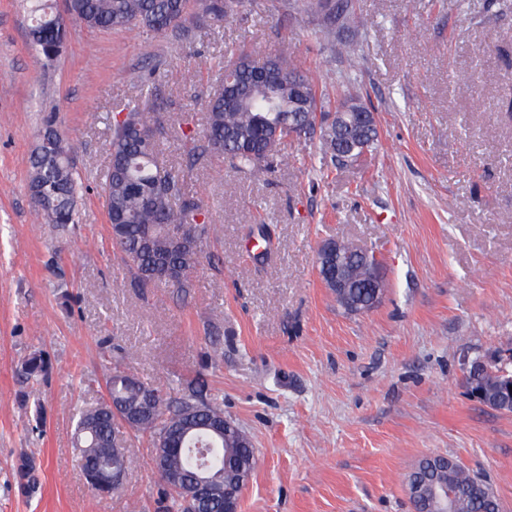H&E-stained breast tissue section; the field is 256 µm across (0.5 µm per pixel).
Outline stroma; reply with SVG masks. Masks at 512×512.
<instances>
[{
	"label": "stroma",
	"mask_w": 512,
	"mask_h": 512,
	"mask_svg": "<svg viewBox=\"0 0 512 512\" xmlns=\"http://www.w3.org/2000/svg\"><path fill=\"white\" fill-rule=\"evenodd\" d=\"M356 58L316 40L288 0H238L230 21L73 30L51 63L28 46V0H0V512H159L166 486L148 438L111 496L86 484L73 447L78 409L106 396L102 365L166 390L202 377L249 437L257 464L239 512H412L406 478L425 456L457 460L512 512V413L469 392L464 368L512 354V0H354ZM334 111L353 95L378 146L334 168L318 138L284 141L288 165L250 178L196 161L191 192L213 231L189 293L141 287L112 247L99 169L103 116L156 86L184 161L205 123L210 77L230 49L261 60L281 45ZM476 98L457 92L459 80ZM57 115L82 170L80 222L40 223L29 158ZM347 239L387 287L348 315L316 268ZM43 353L49 373L23 383ZM36 488H20L21 454Z\"/></svg>",
	"instance_id": "1"
}]
</instances>
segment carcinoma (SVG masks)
<instances>
[{"instance_id":"carcinoma-1","label":"carcinoma","mask_w":512,"mask_h":512,"mask_svg":"<svg viewBox=\"0 0 512 512\" xmlns=\"http://www.w3.org/2000/svg\"><path fill=\"white\" fill-rule=\"evenodd\" d=\"M291 8L316 17L315 36L339 46L341 52L351 57L353 45L341 37V31L358 26L359 16L350 0H288ZM193 14L213 22L232 16L229 0H77L70 25L57 20L48 0H36L31 9L29 27L30 49L44 59L49 52L67 41L69 26L91 30H146L164 33L181 27L187 15ZM255 60L245 52L225 53L216 88L223 90L219 96L209 94L204 103L205 128L198 140L194 159L204 156L221 157L235 170L261 176L274 168L288 165V157L280 154V147L273 146L271 131L263 129V121L288 125V89L269 86L261 91L254 89ZM265 64L286 75L300 80L309 90L310 106L301 113L298 122L314 129L317 119V90L311 81L288 62L283 52L270 54ZM159 104L151 109L139 106L130 109L124 127H119L116 117L108 116L109 135L105 139L107 158L115 163L107 165L102 191L106 201L108 223L114 232L112 243L127 260L129 267L143 287L157 286L161 276L155 266L161 257L180 271L172 287L185 293L191 287L190 274L204 259L203 248L171 251L170 229L179 224H189L205 215L201 200L190 194L186 185L183 165L164 159L162 141L164 130L158 129ZM377 134L363 135L348 141L346 156L336 154V128L320 130L324 153L336 164L343 159L350 161L360 156L364 149L372 148ZM29 185L46 187L51 202L36 205L37 213L45 224H76L79 221L78 200L83 190L82 176L74 165L55 156L33 153L30 157ZM341 261L349 267L353 289L360 312L376 307L374 289L366 286L369 279L368 264L375 259L368 253L359 254L347 246ZM25 381L38 380L48 372V363L42 355L33 353L22 361ZM107 398L75 414L76 447L80 470L91 489L98 495L112 494L114 486L109 481L111 463L115 456H122L129 464L122 449L115 447L119 438L118 424L127 419V411L141 404L145 389L157 392L151 409L129 429L149 437L152 446L174 454L170 461L172 479L165 481L170 500L167 512H182L180 487L182 480H189L199 471V464L206 461V470L219 476L226 483L237 478L238 458L249 455L252 443L247 441L229 446L224 434L213 428L224 426V403L218 396H210L194 381H188L176 393L164 392L143 381L134 385L112 363L103 365ZM512 379V370L504 373H478L466 378L470 390L483 393L487 401L496 400ZM456 496L457 512H501L502 505L493 489L457 463L450 472Z\"/></svg>"}]
</instances>
